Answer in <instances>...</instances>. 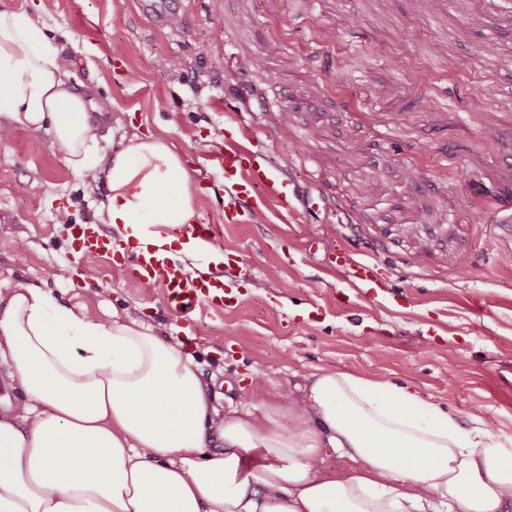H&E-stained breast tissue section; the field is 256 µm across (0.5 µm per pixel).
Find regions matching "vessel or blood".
Listing matches in <instances>:
<instances>
[{"label":"vessel or blood","mask_w":512,"mask_h":512,"mask_svg":"<svg viewBox=\"0 0 512 512\" xmlns=\"http://www.w3.org/2000/svg\"><path fill=\"white\" fill-rule=\"evenodd\" d=\"M244 128L240 115L227 116L224 143L210 155L211 163L224 177V221L228 224L241 223L254 205L268 202L283 206L298 195L296 186L283 176L280 167L268 158H254L249 143L240 136ZM72 234L81 253L122 260L127 273L136 281L161 283L164 303L177 315L185 316L198 309L221 313L235 302L232 288L219 276L187 271L158 248L127 252L121 240L104 234L94 224L73 225ZM186 234L195 241L209 244L215 261H222L217 226L200 221L188 226ZM331 262L354 269L356 287L372 290L381 283L380 268L367 256L349 254L339 248Z\"/></svg>","instance_id":"b4317fda"}]
</instances>
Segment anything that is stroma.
Here are the masks:
<instances>
[{
  "instance_id": "obj_1",
  "label": "stroma",
  "mask_w": 512,
  "mask_h": 512,
  "mask_svg": "<svg viewBox=\"0 0 512 512\" xmlns=\"http://www.w3.org/2000/svg\"><path fill=\"white\" fill-rule=\"evenodd\" d=\"M38 22L94 104L102 166L138 133L207 170L196 217L222 225L239 303L187 325L159 287L74 261L71 227L104 224L106 180L2 118L1 281L143 320L192 354L223 407L246 389L288 408L330 368L409 384L464 427L512 435V0H183L160 25L137 0H53ZM228 112L249 113L254 152L330 206L225 223L208 155ZM339 244L377 261L381 288L326 273Z\"/></svg>"
}]
</instances>
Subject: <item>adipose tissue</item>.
<instances>
[{"label":"adipose tissue","mask_w":512,"mask_h":512,"mask_svg":"<svg viewBox=\"0 0 512 512\" xmlns=\"http://www.w3.org/2000/svg\"><path fill=\"white\" fill-rule=\"evenodd\" d=\"M25 11L0 10V118L97 175L87 103ZM124 239L181 258L199 187L163 140L128 139L106 172ZM0 512H512V436L461 426L407 384L327 369L292 411L219 409L190 355L138 319L0 283ZM223 442L207 450V436ZM348 468L323 471L331 455Z\"/></svg>","instance_id":"obj_1"}]
</instances>
